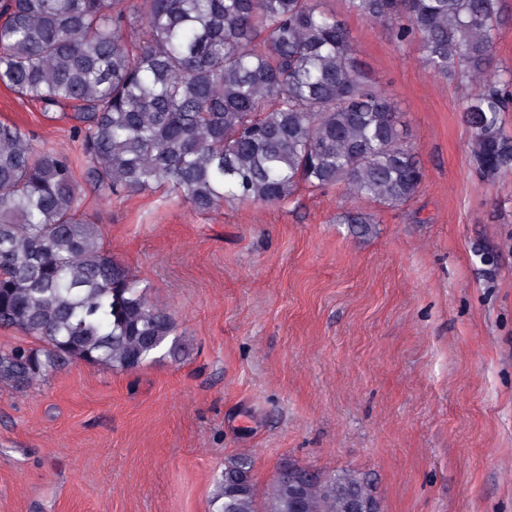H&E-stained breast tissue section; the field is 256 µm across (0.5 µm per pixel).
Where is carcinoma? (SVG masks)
<instances>
[{
	"label": "carcinoma",
	"instance_id": "1",
	"mask_svg": "<svg viewBox=\"0 0 512 512\" xmlns=\"http://www.w3.org/2000/svg\"><path fill=\"white\" fill-rule=\"evenodd\" d=\"M433 74L470 85L462 112L477 167L512 166L499 115L512 70L492 66L498 0H346ZM0 82L45 108L69 105L83 160L37 152L0 122V386L26 392L74 362L127 372L186 355L150 284L112 260L80 211L107 194L166 188L196 211L274 204L302 184L342 185L394 208L423 173L397 107L359 66L348 29L318 0H0ZM246 456L225 459L210 512H350L373 492L354 469L300 466L259 492Z\"/></svg>",
	"mask_w": 512,
	"mask_h": 512
}]
</instances>
